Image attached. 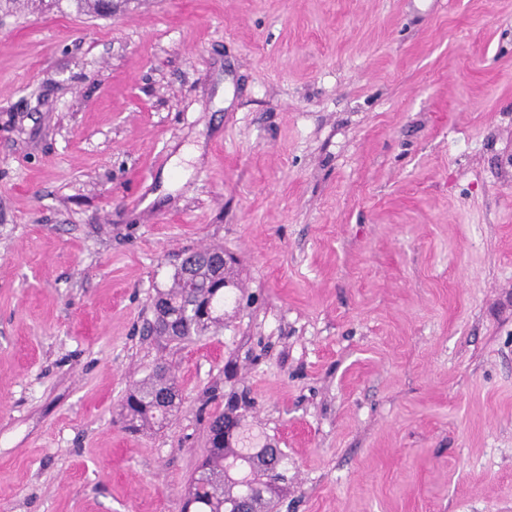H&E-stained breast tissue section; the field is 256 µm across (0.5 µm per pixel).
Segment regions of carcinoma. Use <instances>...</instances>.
Here are the masks:
<instances>
[{"instance_id": "1", "label": "carcinoma", "mask_w": 512, "mask_h": 512, "mask_svg": "<svg viewBox=\"0 0 512 512\" xmlns=\"http://www.w3.org/2000/svg\"><path fill=\"white\" fill-rule=\"evenodd\" d=\"M177 264L170 288L153 299L151 330L170 341L201 339L224 323V250L191 251ZM179 391L169 371L159 366L122 401L119 416L130 430L160 424L178 410ZM248 403L231 405L209 422L208 448L191 478L182 512H275L285 480L287 453L269 443L239 448Z\"/></svg>"}]
</instances>
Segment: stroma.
I'll return each mask as SVG.
<instances>
[{"instance_id":"35a3bbf8","label":"stroma","mask_w":512,"mask_h":512,"mask_svg":"<svg viewBox=\"0 0 512 512\" xmlns=\"http://www.w3.org/2000/svg\"><path fill=\"white\" fill-rule=\"evenodd\" d=\"M0 9V512H180L208 420L280 512H512V0ZM224 249L206 338L146 335ZM166 366L162 426L124 430ZM171 396L168 401L161 396ZM177 397L174 399L173 398ZM177 400V402H176ZM181 396L165 366H159L143 383L131 390L122 401L119 416L129 430L162 424L178 410Z\"/></svg>"}]
</instances>
